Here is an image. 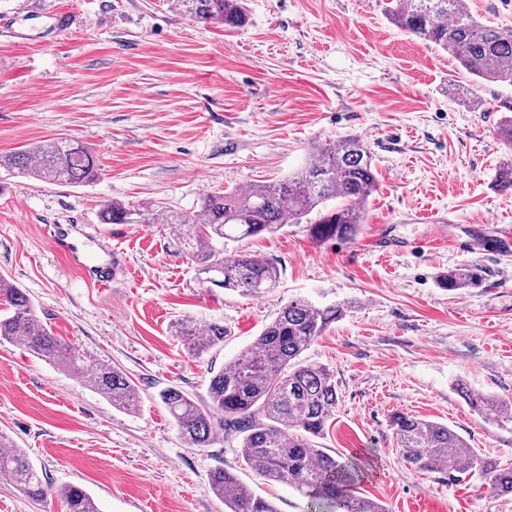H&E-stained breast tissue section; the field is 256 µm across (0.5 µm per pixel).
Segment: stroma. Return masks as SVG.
Wrapping results in <instances>:
<instances>
[{
	"instance_id": "obj_1",
	"label": "stroma",
	"mask_w": 512,
	"mask_h": 512,
	"mask_svg": "<svg viewBox=\"0 0 512 512\" xmlns=\"http://www.w3.org/2000/svg\"><path fill=\"white\" fill-rule=\"evenodd\" d=\"M386 0H247L249 23L194 19L177 0H0V154L54 137L82 141L98 177L58 186L0 177V274L40 318L90 359L125 373L140 394L129 413L78 375L0 344V433L42 471L33 500L0 478V512H66L77 485L101 512H224L208 475L236 464L232 445L190 448L158 398L205 392L295 298L340 304L342 319L305 351L336 379L325 453L365 454L359 495L390 512H512V496L473 476L419 473L389 420L448 425L470 448L512 463V430L470 409L455 384L512 402V192L495 190L507 149L512 85L480 83L434 44L389 23ZM361 136L379 185L350 240L308 225L242 241L273 262L262 296L206 287L165 224H104L111 200L190 210L208 191L288 178L315 147ZM64 229L91 261L119 259L110 287L88 282L53 240ZM487 249L470 253L471 235ZM476 264L481 287L438 280ZM218 321L224 343L193 357L175 323ZM279 512L307 499L244 470Z\"/></svg>"
}]
</instances>
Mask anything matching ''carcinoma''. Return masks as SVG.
<instances>
[{
  "instance_id": "1",
  "label": "carcinoma",
  "mask_w": 512,
  "mask_h": 512,
  "mask_svg": "<svg viewBox=\"0 0 512 512\" xmlns=\"http://www.w3.org/2000/svg\"><path fill=\"white\" fill-rule=\"evenodd\" d=\"M195 19L242 28L248 23L241 0H180ZM385 13L403 32L450 53L459 66L481 81L512 85V28L489 25L464 0H389ZM37 181L76 186L97 176L95 160L83 143L50 139L11 154H0V170ZM378 178L367 143L358 135L320 146L317 157L278 183H254L245 191L203 194L189 211L158 206L152 219L170 225L197 266L204 283L258 296L277 287L280 274L270 261L238 250L224 253V243L273 233L286 224H310L318 239H352L364 223ZM496 187L512 190V154L499 165ZM141 211L112 200L103 204V224H135ZM482 269L465 265L451 270L441 284L450 291L475 288ZM340 305H316L296 298L285 304L250 345L209 377L206 395L191 397L169 387L159 393L180 439L190 448H208L217 436L237 440L238 463L270 483L287 485L309 498V512H387L379 501L352 493L364 479L356 458L343 461L313 445L336 416L338 393L333 373L307 362L303 353L343 316ZM188 350L196 355L224 343L219 322L199 325L187 317L176 325ZM76 373L85 386L124 411L137 407L134 385L117 368L92 361L55 336L29 297L0 275V342ZM457 391L478 413L504 403L473 394L461 383ZM391 426L404 459L417 471L488 479L503 494L512 493V464L475 451L448 426L397 413ZM0 477L32 499L46 494L44 478L17 449L6 448L0 434ZM212 491L225 512H278L275 505L224 467L211 471ZM67 512H99L82 488L58 490Z\"/></svg>"
}]
</instances>
